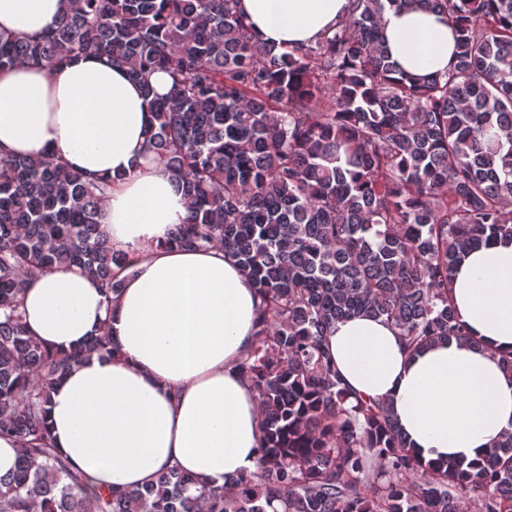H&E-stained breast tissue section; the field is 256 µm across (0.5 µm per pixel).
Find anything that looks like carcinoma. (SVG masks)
Masks as SVG:
<instances>
[{"instance_id": "cac0c4a2", "label": "carcinoma", "mask_w": 512, "mask_h": 512, "mask_svg": "<svg viewBox=\"0 0 512 512\" xmlns=\"http://www.w3.org/2000/svg\"><path fill=\"white\" fill-rule=\"evenodd\" d=\"M237 3L65 0L48 32L0 36V68L103 55L142 87L147 150L188 208L165 246L223 249L260 299L239 362L262 417L258 469L233 488L172 465L142 488L96 490L57 452L53 386L116 348L106 336L43 346L24 320L29 276L77 267L110 303L132 257L103 228L112 178L90 181L54 152L0 157V435L19 443L0 512H512V433L478 462L424 464L388 404L347 405L327 345L360 314L410 351L466 335L453 270L469 248L512 240V0H350L298 47L256 41ZM411 7L443 14L456 42L419 82L381 28Z\"/></svg>"}]
</instances>
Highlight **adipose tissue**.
Instances as JSON below:
<instances>
[{"instance_id": "ef3b65f1", "label": "adipose tissue", "mask_w": 512, "mask_h": 512, "mask_svg": "<svg viewBox=\"0 0 512 512\" xmlns=\"http://www.w3.org/2000/svg\"><path fill=\"white\" fill-rule=\"evenodd\" d=\"M256 40L299 46L347 17L348 0H241ZM62 0H0V33L49 30ZM392 57L410 74L445 69L455 42L440 14L415 8L382 18ZM154 121L140 86L99 56L70 55L52 70L0 69V155L61 152L90 180L112 176L103 224L132 250L122 289L105 300L73 267L32 275L23 297L29 333L68 350L105 334L120 354L92 356L52 392L55 448L96 486L130 490L177 465L205 483L235 486L256 472L261 418L238 369L253 342L258 298L221 249L162 242L185 223L175 176L146 152ZM469 339L410 352L383 319L341 320L328 346L352 395L387 403L424 461L485 457L512 432V243L470 251L453 273Z\"/></svg>"}]
</instances>
